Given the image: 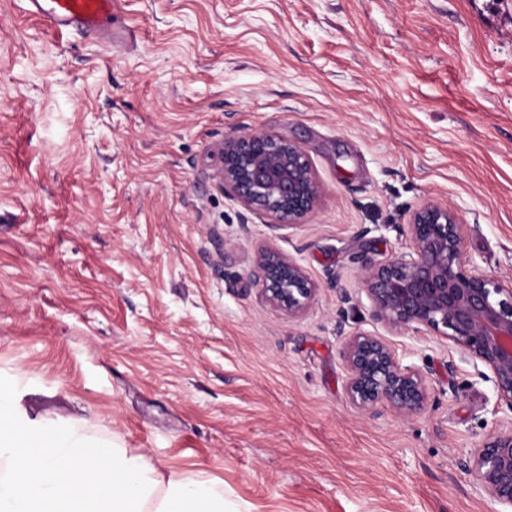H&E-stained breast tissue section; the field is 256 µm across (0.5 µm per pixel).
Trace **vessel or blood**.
<instances>
[{"instance_id":"b4317fda","label":"vessel or blood","mask_w":512,"mask_h":512,"mask_svg":"<svg viewBox=\"0 0 512 512\" xmlns=\"http://www.w3.org/2000/svg\"><path fill=\"white\" fill-rule=\"evenodd\" d=\"M33 14L57 31L77 30L97 37L112 32L122 17V0H29Z\"/></svg>"}]
</instances>
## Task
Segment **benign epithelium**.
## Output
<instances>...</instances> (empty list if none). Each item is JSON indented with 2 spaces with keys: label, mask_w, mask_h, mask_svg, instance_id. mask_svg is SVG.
Listing matches in <instances>:
<instances>
[{
  "label": "benign epithelium",
  "mask_w": 512,
  "mask_h": 512,
  "mask_svg": "<svg viewBox=\"0 0 512 512\" xmlns=\"http://www.w3.org/2000/svg\"><path fill=\"white\" fill-rule=\"evenodd\" d=\"M220 183L247 210L270 216V226L297 225L316 206L322 188L293 142L272 133L224 141ZM470 225L455 208L429 200L403 225L410 251L362 265L370 319L394 332L428 328L445 337L461 358L489 372L499 398L512 411V282L481 271L466 249ZM260 295L290 316L302 313L316 286L294 260L273 249L254 258ZM345 389L360 410L383 407L409 420L428 406L426 376L404 366L379 337H346ZM478 484L512 512V428L500 430L461 462Z\"/></svg>",
  "instance_id": "7a95c632"
}]
</instances>
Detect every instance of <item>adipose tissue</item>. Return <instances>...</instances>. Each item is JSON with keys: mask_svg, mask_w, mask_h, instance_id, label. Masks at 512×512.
<instances>
[{"mask_svg": "<svg viewBox=\"0 0 512 512\" xmlns=\"http://www.w3.org/2000/svg\"><path fill=\"white\" fill-rule=\"evenodd\" d=\"M0 383V512H238L214 482L165 472L141 449L31 420Z\"/></svg>", "mask_w": 512, "mask_h": 512, "instance_id": "ef3b65f1", "label": "adipose tissue"}]
</instances>
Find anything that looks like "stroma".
<instances>
[{
	"instance_id": "stroma-1",
	"label": "stroma",
	"mask_w": 512,
	"mask_h": 512,
	"mask_svg": "<svg viewBox=\"0 0 512 512\" xmlns=\"http://www.w3.org/2000/svg\"><path fill=\"white\" fill-rule=\"evenodd\" d=\"M138 41L0 0V381L241 512H499L460 463L512 425L450 342L371 321L363 262L431 199L512 279V0H124ZM298 144L322 186L269 227L217 173L225 138ZM273 248L316 294L260 299ZM353 297L341 304L338 288ZM426 377L408 421L349 400L346 336Z\"/></svg>"
}]
</instances>
